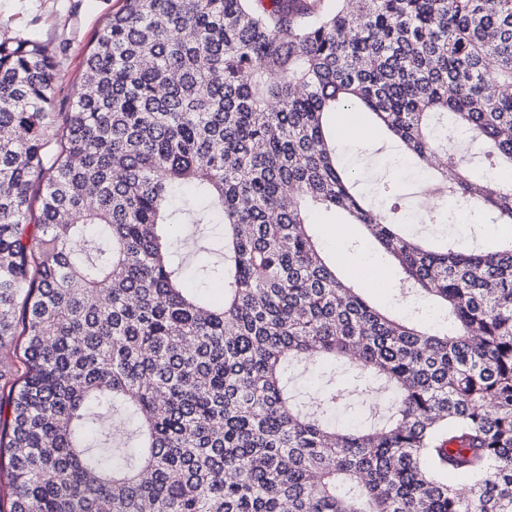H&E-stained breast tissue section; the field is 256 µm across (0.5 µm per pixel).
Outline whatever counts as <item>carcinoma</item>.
<instances>
[{
  "instance_id": "cac0c4a2",
  "label": "carcinoma",
  "mask_w": 512,
  "mask_h": 512,
  "mask_svg": "<svg viewBox=\"0 0 512 512\" xmlns=\"http://www.w3.org/2000/svg\"><path fill=\"white\" fill-rule=\"evenodd\" d=\"M54 111L57 53L0 40V512H512V237L405 230L338 153L383 129L450 205L512 224V0H121ZM343 214L398 266L370 304L319 247ZM183 224H222L184 287ZM438 303L443 327L425 324ZM353 365L361 428L294 399L299 362ZM136 422L93 448L97 410ZM463 482H448V474Z\"/></svg>"
}]
</instances>
